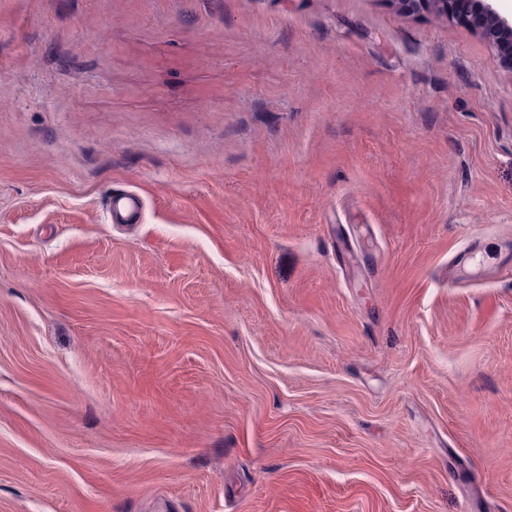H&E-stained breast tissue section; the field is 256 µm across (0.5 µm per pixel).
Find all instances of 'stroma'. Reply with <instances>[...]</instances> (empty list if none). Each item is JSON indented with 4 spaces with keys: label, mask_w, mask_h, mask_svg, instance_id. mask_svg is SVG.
Wrapping results in <instances>:
<instances>
[{
    "label": "stroma",
    "mask_w": 512,
    "mask_h": 512,
    "mask_svg": "<svg viewBox=\"0 0 512 512\" xmlns=\"http://www.w3.org/2000/svg\"><path fill=\"white\" fill-rule=\"evenodd\" d=\"M507 238L460 25L0 0V512H512Z\"/></svg>",
    "instance_id": "1"
}]
</instances>
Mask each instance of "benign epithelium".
<instances>
[{
    "instance_id": "7a95c632",
    "label": "benign epithelium",
    "mask_w": 512,
    "mask_h": 512,
    "mask_svg": "<svg viewBox=\"0 0 512 512\" xmlns=\"http://www.w3.org/2000/svg\"><path fill=\"white\" fill-rule=\"evenodd\" d=\"M507 0H388L407 18L433 14L465 27L486 42L500 65L512 72V4Z\"/></svg>"
}]
</instances>
